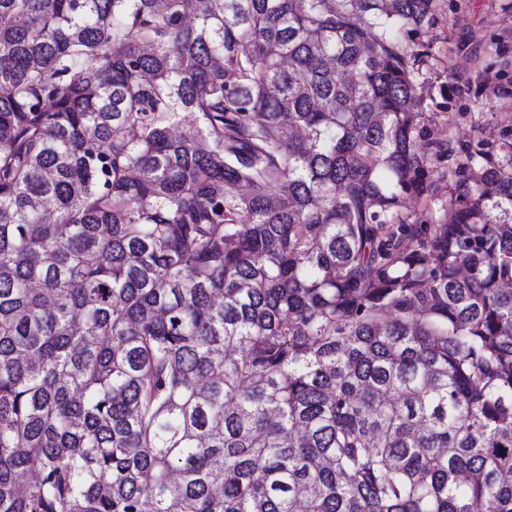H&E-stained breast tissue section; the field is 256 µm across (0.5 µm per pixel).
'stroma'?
I'll return each instance as SVG.
<instances>
[{
    "mask_svg": "<svg viewBox=\"0 0 512 512\" xmlns=\"http://www.w3.org/2000/svg\"><path fill=\"white\" fill-rule=\"evenodd\" d=\"M421 57L415 75L432 127L452 153L430 177L433 203L409 205L418 224H439L466 153L502 158L512 144V0H435L410 43Z\"/></svg>",
    "mask_w": 512,
    "mask_h": 512,
    "instance_id": "35a3bbf8",
    "label": "stroma"
}]
</instances>
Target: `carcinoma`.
Segmentation results:
<instances>
[{
  "mask_svg": "<svg viewBox=\"0 0 512 512\" xmlns=\"http://www.w3.org/2000/svg\"><path fill=\"white\" fill-rule=\"evenodd\" d=\"M433 2L0 0V512H512V144L404 212Z\"/></svg>",
  "mask_w": 512,
  "mask_h": 512,
  "instance_id": "cac0c4a2",
  "label": "carcinoma"
}]
</instances>
